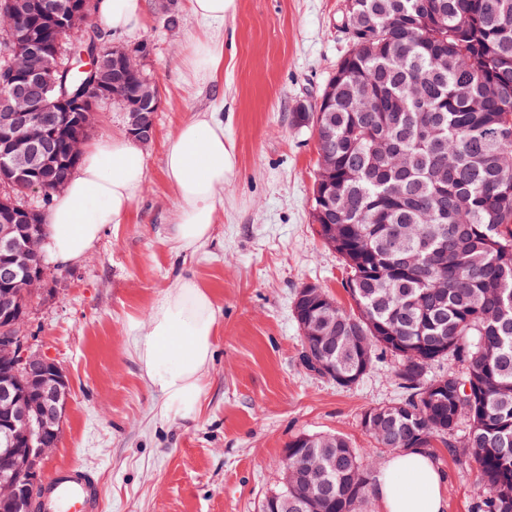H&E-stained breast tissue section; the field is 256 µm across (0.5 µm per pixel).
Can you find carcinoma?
<instances>
[{
    "instance_id": "cac0c4a2",
    "label": "carcinoma",
    "mask_w": 512,
    "mask_h": 512,
    "mask_svg": "<svg viewBox=\"0 0 512 512\" xmlns=\"http://www.w3.org/2000/svg\"><path fill=\"white\" fill-rule=\"evenodd\" d=\"M351 48L321 99L293 112L318 155L336 157V214L313 221L342 258L351 310L336 337L302 341L350 388L378 363L404 398L366 409L377 448L455 447L468 423L482 493L475 512H512V0H348ZM143 70L117 94L137 102ZM421 82L424 111H405ZM378 106L360 112L357 99ZM417 252L405 271L400 252ZM288 458V512H364L371 466L335 434H300Z\"/></svg>"
}]
</instances>
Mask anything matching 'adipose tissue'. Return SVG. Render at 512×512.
Listing matches in <instances>:
<instances>
[{"label": "adipose tissue", "mask_w": 512, "mask_h": 512, "mask_svg": "<svg viewBox=\"0 0 512 512\" xmlns=\"http://www.w3.org/2000/svg\"><path fill=\"white\" fill-rule=\"evenodd\" d=\"M188 4L203 33L189 46L187 66L196 80L212 83L218 80L224 59L220 32L225 19L234 14L236 0ZM97 18L113 35L134 33L146 22L144 0H100ZM233 165L232 146L224 138V120L218 112L193 113L170 137L164 177L177 197L170 227L177 252L195 254L211 240ZM147 172L146 154L129 136L86 145L47 210L42 247L46 261L72 266L88 258L107 225L126 221ZM217 321L209 291L194 277L176 278L154 299L134 345L142 375L159 399L160 418L187 421L199 415ZM443 482L431 454L412 449L388 460L370 493L380 512H446Z\"/></svg>", "instance_id": "1"}]
</instances>
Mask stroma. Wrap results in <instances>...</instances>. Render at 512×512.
I'll use <instances>...</instances> for the list:
<instances>
[{
	"label": "stroma",
	"instance_id": "obj_1",
	"mask_svg": "<svg viewBox=\"0 0 512 512\" xmlns=\"http://www.w3.org/2000/svg\"><path fill=\"white\" fill-rule=\"evenodd\" d=\"M347 0H237L224 22V60L214 83L194 82L186 49L202 32L177 0H145L148 22L116 46L146 45L145 73L161 105L143 150L148 176L126 223L108 226L81 264L53 270L29 305L34 349L70 381V403L44 476L79 464L100 477L104 512H262L281 487L283 453L296 435L336 433L370 447L365 409L399 401L384 366L343 389L299 361L295 293L315 283L343 308L346 269L312 222L316 137L292 123L317 102L349 48ZM219 108L235 167L213 238L192 255L172 249L176 196L163 169L165 144L193 113ZM196 278L219 310L202 410L160 421L143 378L133 328L176 278ZM371 448V447H370ZM447 512H471L480 493L474 465L436 445Z\"/></svg>",
	"mask_w": 512,
	"mask_h": 512
}]
</instances>
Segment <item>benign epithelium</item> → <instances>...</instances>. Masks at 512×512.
<instances>
[{"label":"benign epithelium","instance_id":"obj_1","mask_svg":"<svg viewBox=\"0 0 512 512\" xmlns=\"http://www.w3.org/2000/svg\"><path fill=\"white\" fill-rule=\"evenodd\" d=\"M97 0H5L0 10L23 19L0 30V512H29L59 433L70 385L62 368L32 350L27 336L28 300L49 276L31 257L40 255L42 232L21 227L36 207L27 197L60 192L63 181L39 176L57 159V141L77 129L75 151L113 100L116 58L139 62V48L112 45L92 25ZM126 133L149 141L153 123L128 108Z\"/></svg>","mask_w":512,"mask_h":512}]
</instances>
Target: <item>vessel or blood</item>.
Masks as SVG:
<instances>
[{"label":"vessel or blood","mask_w":512,"mask_h":512,"mask_svg":"<svg viewBox=\"0 0 512 512\" xmlns=\"http://www.w3.org/2000/svg\"><path fill=\"white\" fill-rule=\"evenodd\" d=\"M37 508L39 512H100L94 473L78 464L59 466L38 497Z\"/></svg>","instance_id":"vessel-or-blood-1"}]
</instances>
